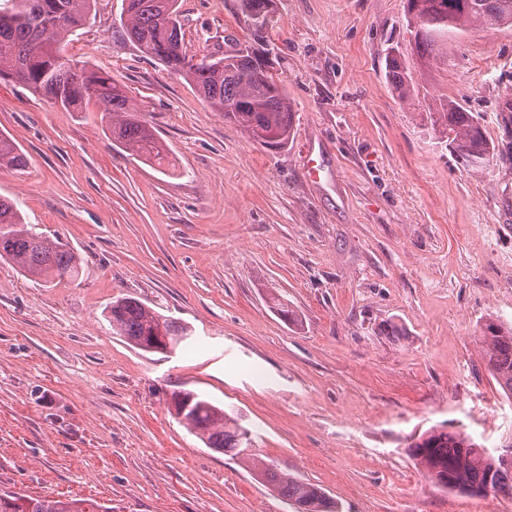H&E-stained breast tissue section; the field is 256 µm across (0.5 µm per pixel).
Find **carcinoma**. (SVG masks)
<instances>
[{
  "instance_id": "obj_1",
  "label": "carcinoma",
  "mask_w": 512,
  "mask_h": 512,
  "mask_svg": "<svg viewBox=\"0 0 512 512\" xmlns=\"http://www.w3.org/2000/svg\"><path fill=\"white\" fill-rule=\"evenodd\" d=\"M512 0H406L408 24L416 50L437 57L448 49V34L472 26L485 28L512 25ZM93 0H0V81L12 80L32 94L46 96L67 112H80L93 101L112 116L113 139L126 150L161 162L165 146L129 104L122 86L112 76L85 64L61 57L55 48L87 19ZM178 0H124L126 35L148 58L183 77L211 108L224 115L248 138L269 148L288 144L293 131V108L283 80L273 73L266 39L272 0H239L248 21L250 38L220 58L200 59L184 47L177 19ZM387 76L405 100L412 78L403 53L388 52ZM448 143L466 167L479 171L494 158L473 114L454 101L440 113ZM0 166L22 169L26 157L8 137L0 135ZM0 258L13 262L24 274L51 282L78 276L79 257L61 239L49 240L23 222L17 204L0 197ZM106 318L116 336L139 349L151 337L164 334L175 339L187 336L188 328L159 314L137 299L112 302ZM484 358L507 397H512V325L487 321L483 336ZM206 447L229 453L282 499L297 505V512H338L337 503L315 484L265 465L252 453V434L231 415L196 393L190 408L176 411ZM411 456L427 471L449 475L463 484L492 480L500 492L512 495V463L487 455L468 435L432 432L410 446ZM0 512H112V507L93 499L34 498L0 492Z\"/></svg>"
}]
</instances>
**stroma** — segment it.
<instances>
[{
	"instance_id": "1",
	"label": "stroma",
	"mask_w": 512,
	"mask_h": 512,
	"mask_svg": "<svg viewBox=\"0 0 512 512\" xmlns=\"http://www.w3.org/2000/svg\"><path fill=\"white\" fill-rule=\"evenodd\" d=\"M123 0H94L57 50L112 76L166 145L160 166L0 83V167L77 280L34 282L0 259V491L92 498L112 512H295L171 405L193 391L241 414L266 464L341 512H512V497L435 485L409 454L432 431L487 447L512 436V399L482 351L512 324V164L467 169L435 120L447 100L512 150V27H473L416 55L405 0H273L266 33L294 110L285 148L248 140L125 34ZM185 44L221 55L249 32L239 0H179ZM399 46L413 79L386 76ZM288 298L296 322L273 309ZM139 299L186 325L174 353L113 335L106 309ZM403 56V53L397 47H391L388 52L386 67L388 80L393 89L402 100H406L411 94L413 84ZM0 166L22 169L26 166V157L17 145L8 137L0 135Z\"/></svg>"
}]
</instances>
